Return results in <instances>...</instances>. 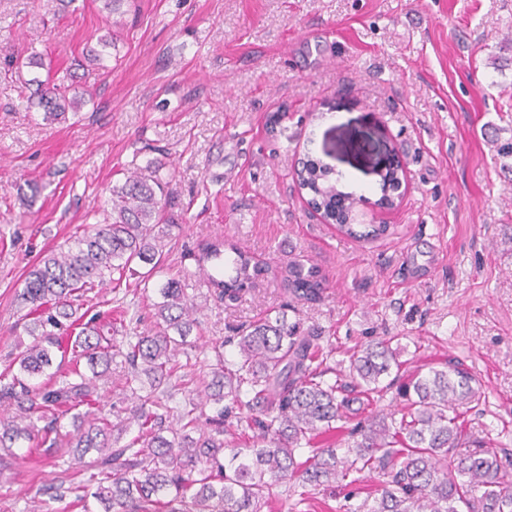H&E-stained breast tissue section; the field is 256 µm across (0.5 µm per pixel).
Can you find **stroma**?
<instances>
[{"instance_id":"stroma-1","label":"stroma","mask_w":512,"mask_h":512,"mask_svg":"<svg viewBox=\"0 0 512 512\" xmlns=\"http://www.w3.org/2000/svg\"><path fill=\"white\" fill-rule=\"evenodd\" d=\"M108 32L102 65L87 64ZM34 56L38 76L79 82V112L51 123L28 103ZM491 127L512 136V0H126L116 13L105 0H0V370L32 341L25 273L102 222L127 169L157 160L175 221L163 270L144 283L136 266L81 299L111 317L114 345L153 327L172 277L197 307V339L177 359L198 378L212 343L239 362L234 329L283 306L341 378L361 344L394 336L401 375L454 359L480 380L485 401L467 425L512 461V175ZM308 159L333 168L385 233L354 239L309 208L294 178ZM396 160L404 180L384 210ZM215 238L272 275L216 301L195 260ZM298 260L320 269L319 298L288 291ZM125 374L118 357L98 382L115 424L151 390L143 377L126 391ZM71 466L65 451L19 448L0 471V512H84L41 492ZM380 481L374 471L305 501L283 485L261 512H344Z\"/></svg>"}]
</instances>
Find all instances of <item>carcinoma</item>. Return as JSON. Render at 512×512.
Here are the masks:
<instances>
[{
  "label": "carcinoma",
  "instance_id": "obj_1",
  "mask_svg": "<svg viewBox=\"0 0 512 512\" xmlns=\"http://www.w3.org/2000/svg\"><path fill=\"white\" fill-rule=\"evenodd\" d=\"M39 87L36 106L56 120L67 110L77 112L86 91L69 85ZM161 164L151 162L127 172L110 190L111 210L104 223L76 235L67 250L52 252L29 270L18 298L30 306L25 324L33 342L19 351L0 374V463L24 441L31 447L74 449V464L93 469L97 484L91 497L98 512H259L263 499L283 483L295 482L310 494L344 481L352 485L364 472L380 465L386 480L376 489L367 512H464L474 503L481 512H512V473L498 452L465 431V414L479 404L482 384L458 361H447L417 372L399 383L397 396L405 402L400 418L375 414L355 418L352 405H370L380 379L401 369L400 349L393 338L370 341L350 358L348 380L329 383L330 367L314 336L286 312L239 328L236 345L241 364L226 365L215 348L211 379L204 382L206 400L216 405L213 428L199 427L197 407L180 415L179 427L165 425L168 406L154 395L176 370V356L188 345L197 327L195 310L181 281L169 278L155 305L158 331L138 334L127 350L109 342L112 324L75 317L73 301L95 287L105 272L120 274L131 265L149 266V279L164 263L161 242L172 225L164 223L167 204ZM330 171L312 160L296 172L298 185L308 190V206L327 222H336V197L354 199L329 180ZM352 238H374L386 226L340 223ZM224 275L208 274L206 263L224 254ZM199 271L215 298L234 302L267 275L270 267L253 260L234 243L215 239L202 245ZM288 286L298 299L314 300L324 281L316 266L288 264ZM70 346L86 360L90 374L78 369L72 378L35 387L29 380L51 368L55 354ZM121 356L130 367L129 381L145 375L153 392L140 398L131 419L139 434L124 446L112 441V425L105 417L79 411L95 404L96 381ZM18 373H13V367ZM11 376L8 382L2 381ZM246 409L252 445L228 448L224 427L241 421ZM71 429L64 430V420ZM345 432V447L315 448L301 460L297 451L328 432ZM198 436H192V433ZM231 465H224L225 450ZM82 485L51 483L44 493L52 501L76 494Z\"/></svg>",
  "mask_w": 512,
  "mask_h": 512
}]
</instances>
